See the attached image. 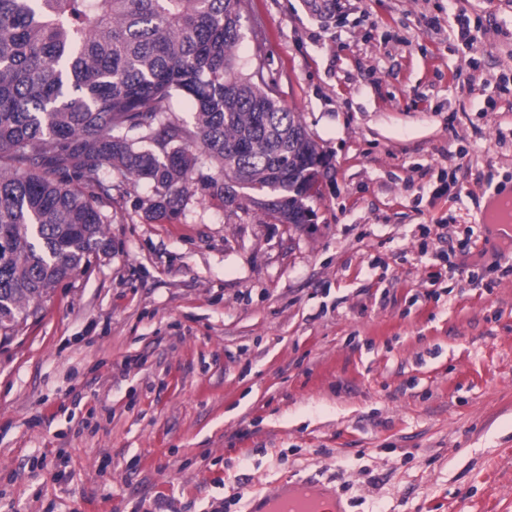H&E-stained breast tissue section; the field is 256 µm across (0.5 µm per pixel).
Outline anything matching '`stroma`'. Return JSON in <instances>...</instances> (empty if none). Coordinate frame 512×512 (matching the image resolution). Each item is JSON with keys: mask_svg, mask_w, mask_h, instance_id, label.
Masks as SVG:
<instances>
[{"mask_svg": "<svg viewBox=\"0 0 512 512\" xmlns=\"http://www.w3.org/2000/svg\"><path fill=\"white\" fill-rule=\"evenodd\" d=\"M249 3L238 60L262 46L328 159L313 217L224 205L206 167L163 219L114 200L106 251L0 340V512H245L305 478L347 512H512V242L482 218L512 0H460L470 47L448 0Z\"/></svg>", "mask_w": 512, "mask_h": 512, "instance_id": "1", "label": "stroma"}]
</instances>
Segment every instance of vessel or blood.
Returning a JSON list of instances; mask_svg holds the SVG:
<instances>
[{
    "label": "vessel or blood",
    "instance_id": "1",
    "mask_svg": "<svg viewBox=\"0 0 512 512\" xmlns=\"http://www.w3.org/2000/svg\"><path fill=\"white\" fill-rule=\"evenodd\" d=\"M247 512H345V507L335 486L310 479L269 493L254 491L248 499Z\"/></svg>",
    "mask_w": 512,
    "mask_h": 512
}]
</instances>
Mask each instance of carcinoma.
<instances>
[{
	"label": "carcinoma",
	"instance_id": "carcinoma-1",
	"mask_svg": "<svg viewBox=\"0 0 512 512\" xmlns=\"http://www.w3.org/2000/svg\"><path fill=\"white\" fill-rule=\"evenodd\" d=\"M247 0H0V335L103 249L112 193L151 194L176 212L198 167L205 187L281 224L310 221L305 200L325 154L265 75L261 48L240 69ZM186 97L193 124L172 112Z\"/></svg>",
	"mask_w": 512,
	"mask_h": 512
}]
</instances>
